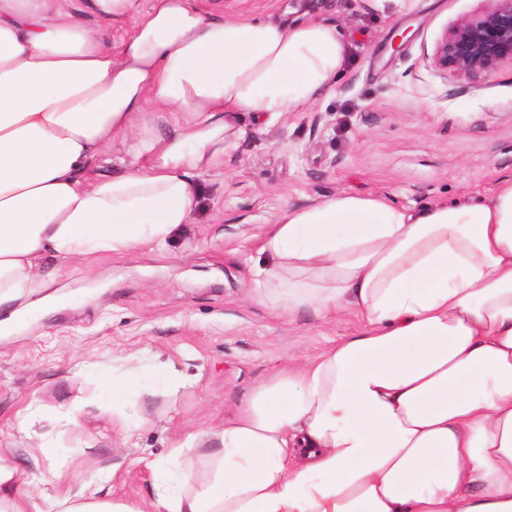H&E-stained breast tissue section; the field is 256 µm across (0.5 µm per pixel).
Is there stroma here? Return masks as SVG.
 Instances as JSON below:
<instances>
[{
  "label": "stroma",
  "mask_w": 512,
  "mask_h": 512,
  "mask_svg": "<svg viewBox=\"0 0 512 512\" xmlns=\"http://www.w3.org/2000/svg\"><path fill=\"white\" fill-rule=\"evenodd\" d=\"M482 0H418L381 14L368 0H207L217 16L319 17L349 37L333 91L302 112L241 113L224 166L201 173L188 223L163 249L99 254L62 269L53 312L0 332V457L29 501L65 512L77 493L153 512L176 446L202 470L194 440L224 423L278 370L301 368L362 331L277 315L252 298L270 220L347 193L404 207L488 196L512 176V64L470 80L436 67L447 27ZM148 385L113 400L103 375Z\"/></svg>",
  "instance_id": "35a3bbf8"
}]
</instances>
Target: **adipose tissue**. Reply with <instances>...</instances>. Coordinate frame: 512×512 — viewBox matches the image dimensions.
Returning a JSON list of instances; mask_svg holds the SVG:
<instances>
[{"label": "adipose tissue", "instance_id": "adipose-tissue-1", "mask_svg": "<svg viewBox=\"0 0 512 512\" xmlns=\"http://www.w3.org/2000/svg\"><path fill=\"white\" fill-rule=\"evenodd\" d=\"M201 2L0 0L4 328L53 304L45 256H131L187 223L241 113L332 90L335 24L216 19ZM78 12L133 27L114 46ZM116 144L134 170L83 182ZM261 253L258 303L366 326L204 431L205 476L172 456L181 487L156 512H512V177L417 208L332 195L275 216Z\"/></svg>", "mask_w": 512, "mask_h": 512}]
</instances>
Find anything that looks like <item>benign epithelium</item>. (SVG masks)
Here are the masks:
<instances>
[{
  "label": "benign epithelium",
  "mask_w": 512,
  "mask_h": 512,
  "mask_svg": "<svg viewBox=\"0 0 512 512\" xmlns=\"http://www.w3.org/2000/svg\"><path fill=\"white\" fill-rule=\"evenodd\" d=\"M476 12L457 19L437 41L434 64L475 79L512 62V0H482Z\"/></svg>",
  "instance_id": "obj_1"
}]
</instances>
